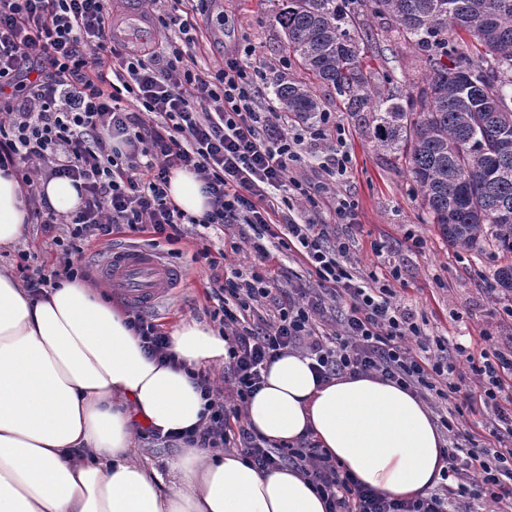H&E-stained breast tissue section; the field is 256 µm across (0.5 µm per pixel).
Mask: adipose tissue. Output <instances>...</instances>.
Here are the masks:
<instances>
[{"label":"adipose tissue","instance_id":"adipose-tissue-1","mask_svg":"<svg viewBox=\"0 0 512 512\" xmlns=\"http://www.w3.org/2000/svg\"><path fill=\"white\" fill-rule=\"evenodd\" d=\"M168 194L183 211L210 208L202 182L178 170ZM16 179L0 172V246L26 231ZM124 308L94 282L61 281L32 297L0 271V512H327L295 468L266 472L234 452L181 448L170 476L140 461V427L201 421L192 372L225 358L228 342L197 323L170 333L173 362L148 356ZM308 357L268 364L245 421L273 445L315 440L376 491L427 497L448 462L444 433L409 390L374 374L318 381Z\"/></svg>","mask_w":512,"mask_h":512}]
</instances>
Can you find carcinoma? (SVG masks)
<instances>
[{"label":"carcinoma","mask_w":512,"mask_h":512,"mask_svg":"<svg viewBox=\"0 0 512 512\" xmlns=\"http://www.w3.org/2000/svg\"><path fill=\"white\" fill-rule=\"evenodd\" d=\"M284 49L341 98L373 146L401 161L452 249L512 257V0H270ZM396 24L424 63L419 84L384 96L367 22ZM471 44L458 42L460 34ZM281 111H322L312 87L279 81ZM512 292V263L495 273Z\"/></svg>","instance_id":"obj_1"}]
</instances>
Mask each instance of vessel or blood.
Wrapping results in <instances>:
<instances>
[{
  "label": "vessel or blood",
  "mask_w": 512,
  "mask_h": 512,
  "mask_svg": "<svg viewBox=\"0 0 512 512\" xmlns=\"http://www.w3.org/2000/svg\"><path fill=\"white\" fill-rule=\"evenodd\" d=\"M103 271L128 301L142 307L168 294L172 283L181 277L179 270L166 265L152 252L138 248L112 251Z\"/></svg>",
  "instance_id": "1"
}]
</instances>
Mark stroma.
<instances>
[{"mask_svg":"<svg viewBox=\"0 0 512 512\" xmlns=\"http://www.w3.org/2000/svg\"><path fill=\"white\" fill-rule=\"evenodd\" d=\"M204 20L210 32L204 56L212 69L223 68L225 53L247 46L250 65L260 67L264 74L265 99H272L279 79L305 80L297 59L282 49V34L271 20L267 0H207ZM368 30L377 51L379 81L421 80L422 63L404 42L393 38L385 21L372 20ZM314 91L323 111L333 113L345 127L352 164L336 189L356 202L354 224H335L327 211L322 218L334 224L337 234L351 236L352 262L357 270L401 268L403 280L397 294L425 321L429 336L447 339L452 347L461 343L494 352L512 351V319L503 312L508 300L490 287L493 274L506 264V256L497 251L477 254L448 247L430 223L402 164L373 147L355 118L342 109L335 91L320 85ZM200 247V241L190 235L174 244L160 243L157 249L166 264L182 272L177 288L159 298L150 310L163 331L183 322L213 324L205 294L210 271L196 256ZM21 251L30 253L35 267H51L56 257L50 236L35 223L28 224L18 244L0 248V269L12 267Z\"/></svg>","mask_w":512,"mask_h":512,"instance_id":"obj_1","label":"stroma"}]
</instances>
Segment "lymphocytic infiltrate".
<instances>
[{"mask_svg": "<svg viewBox=\"0 0 512 512\" xmlns=\"http://www.w3.org/2000/svg\"><path fill=\"white\" fill-rule=\"evenodd\" d=\"M181 45L158 57L131 43L116 26L112 0H0V171L26 189L31 211L59 248V266L16 268L33 295L60 279L93 272L73 254L112 233L150 230L175 243L190 227L236 230L252 261L223 266L210 249L200 255L213 272L211 318L230 346L223 387L209 373L194 376L207 413L184 442L202 449L234 447L259 470L292 465L302 471L330 512H447L462 497L512 512V355L457 346L449 361L443 343H430L415 313L395 302L398 269L362 273L351 263L349 240L321 218L322 201L292 170L309 143L326 141L320 167L331 183L344 180L352 157L345 128L320 112L312 126L262 104L250 65L236 58L211 71L200 56L203 30L195 9L168 14ZM197 174L208 194L204 217L170 199L172 171ZM72 180L82 205L57 213L40 181ZM309 205L293 214L296 198ZM296 249L302 272L274 275L276 252ZM339 326L324 327L328 309ZM127 325L151 356L166 360L169 338L155 319L132 308ZM302 352L320 379L374 373L420 398L441 399L440 422L454 430L464 413L505 423L506 431L470 428L467 449H447V483L428 497L402 501L362 485L321 448L270 445L242 423L241 410L260 387L262 372L280 355ZM467 371H460V364Z\"/></svg>", "mask_w": 512, "mask_h": 512, "instance_id": "f902f5d3", "label": "lymphocytic infiltrate"}]
</instances>
